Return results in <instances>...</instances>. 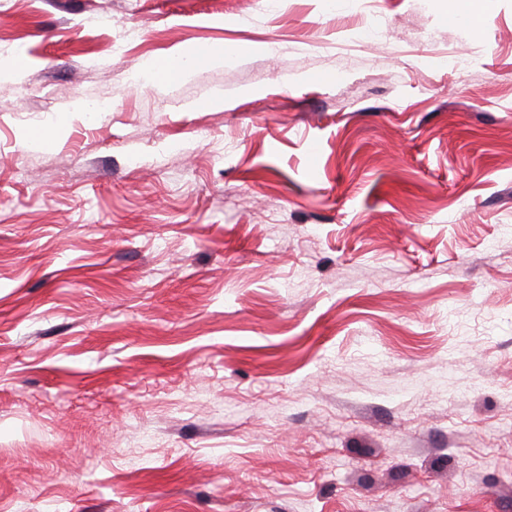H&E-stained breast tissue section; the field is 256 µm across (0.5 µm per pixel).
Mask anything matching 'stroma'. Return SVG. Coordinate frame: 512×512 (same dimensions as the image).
Listing matches in <instances>:
<instances>
[{
	"label": "stroma",
	"instance_id": "35a3bbf8",
	"mask_svg": "<svg viewBox=\"0 0 512 512\" xmlns=\"http://www.w3.org/2000/svg\"><path fill=\"white\" fill-rule=\"evenodd\" d=\"M267 2L0 0V512H512V0ZM239 53L234 48L233 54H227L220 49H207L203 54L201 47H193L185 51L174 52L162 61L156 62L150 68L152 80L177 81L189 77L201 65H219L232 59ZM22 70V62L16 51H0V85L13 81Z\"/></svg>",
	"mask_w": 512,
	"mask_h": 512
}]
</instances>
